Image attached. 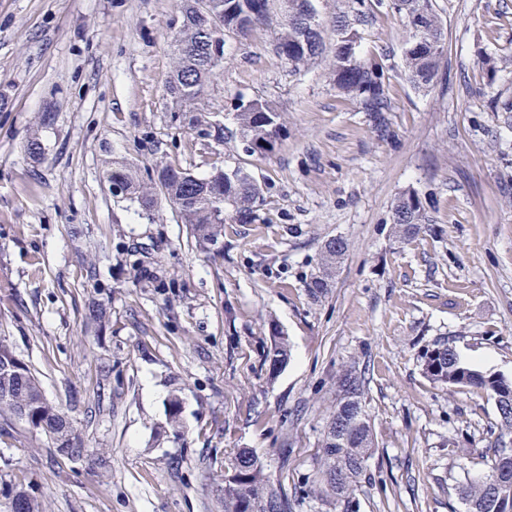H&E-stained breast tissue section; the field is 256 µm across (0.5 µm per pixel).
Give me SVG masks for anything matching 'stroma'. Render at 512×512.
Returning a JSON list of instances; mask_svg holds the SVG:
<instances>
[{"mask_svg":"<svg viewBox=\"0 0 512 512\" xmlns=\"http://www.w3.org/2000/svg\"><path fill=\"white\" fill-rule=\"evenodd\" d=\"M314 4L324 50L301 70L274 53L272 27L225 35L201 130L166 95L178 0H0V343L85 448L68 459L0 415V486L43 512H224L240 449L291 512H343L313 477L345 370L365 380L375 440L355 512H466L460 486L487 475L494 399L432 382L422 356L446 344L512 379V0H432L447 51L424 90L405 75L392 0H365L360 55L384 66L385 135L329 75L333 21L354 0ZM242 100L279 113L272 150L246 151ZM114 158L145 181L165 164L242 168L262 189L256 219L225 211L218 242L199 245L164 196L145 211L113 195ZM408 192L424 226L403 239L392 213ZM336 237L349 249L312 299ZM93 300L105 323L86 320Z\"/></svg>","mask_w":512,"mask_h":512,"instance_id":"35a3bbf8","label":"stroma"}]
</instances>
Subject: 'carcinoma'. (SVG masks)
<instances>
[{
	"label": "carcinoma",
	"instance_id": "carcinoma-1",
	"mask_svg": "<svg viewBox=\"0 0 512 512\" xmlns=\"http://www.w3.org/2000/svg\"><path fill=\"white\" fill-rule=\"evenodd\" d=\"M280 6L281 18L274 28L275 54L296 69L307 66L323 49L321 24L312 0H181V20L174 35L175 65L166 94L179 106V111L191 113L194 127L205 122L198 107L209 81L221 60L214 57L210 36L216 29L233 32L244 21L252 26L272 23L274 5ZM393 8L408 30L403 52L405 74L418 89L429 87L438 75L445 49L443 25L435 14L431 0H394ZM422 10L426 28H413L410 15ZM366 12L336 18V44L330 64L331 80L341 94L359 102L379 131L388 129L385 113L391 102L385 94L383 66L359 55L358 26L365 22ZM237 124L242 137L254 152L273 148L280 133L278 113L259 101L240 102ZM109 181L120 182L130 199L148 210L154 207L156 193L190 224L198 238L216 242L224 231V212L216 202L233 208L234 220L247 224L254 220V204L261 189L242 169H215L207 177H198L186 169L166 165L157 172L155 187H145L135 167L124 160H114L106 170ZM393 220L400 236L406 238L419 232L423 224L421 202L411 193L401 195L393 208ZM348 251L342 238L326 242L322 257V276L313 281L310 294L318 298L327 288L330 270ZM16 362L15 356L0 344V412L25 417L32 428L56 435L65 443L61 452L73 459L83 456L84 448L77 443L76 431L69 419L44 397L37 376L30 368L9 376L5 368ZM423 371L433 382L450 388L476 389L494 398L501 419V435L512 434V380L488 375L462 362L446 346L424 354ZM338 402L325 432L317 470L323 483L336 501L344 504V512H353V491L364 472V462L374 441L370 419L363 410L364 387L352 372L336 380ZM181 401L169 400L167 425L180 433ZM462 500L467 512H512V448L501 445L494 450L490 473L485 480L462 488ZM10 512H42L37 499L18 486L0 489ZM224 512H288V496L268 485L257 459L248 451L235 454L231 467L224 475Z\"/></svg>",
	"mask_w": 512,
	"mask_h": 512
}]
</instances>
